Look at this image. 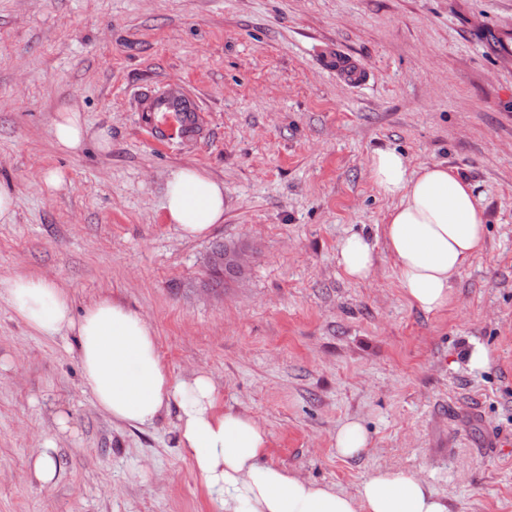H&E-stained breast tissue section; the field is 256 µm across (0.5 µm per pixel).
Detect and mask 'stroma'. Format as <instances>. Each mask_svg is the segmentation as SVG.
<instances>
[{
    "mask_svg": "<svg viewBox=\"0 0 512 512\" xmlns=\"http://www.w3.org/2000/svg\"><path fill=\"white\" fill-rule=\"evenodd\" d=\"M169 90L195 105L194 137L147 126L144 98ZM71 103L108 148L58 149ZM385 148L448 165L485 207L445 310L407 303L384 246L367 281L338 264L340 239L379 236L392 206L367 173ZM186 165L224 184L201 239L163 208ZM0 188L16 197L0 278L48 279L77 315L102 298L142 313L173 376L208 372L265 426L269 463L350 494L402 469L450 512H512V0H0ZM220 242L258 255L214 293ZM177 416L112 422L76 337L32 332L0 298V512H218ZM350 419L369 439L357 459L335 451Z\"/></svg>",
    "mask_w": 512,
    "mask_h": 512,
    "instance_id": "35a3bbf8",
    "label": "stroma"
}]
</instances>
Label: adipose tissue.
Wrapping results in <instances>:
<instances>
[{"label":"adipose tissue","mask_w":512,"mask_h":512,"mask_svg":"<svg viewBox=\"0 0 512 512\" xmlns=\"http://www.w3.org/2000/svg\"><path fill=\"white\" fill-rule=\"evenodd\" d=\"M89 132L77 106L57 112L53 133L59 149L77 151ZM367 171L392 202L382 239L405 300L425 313L447 308L454 282L486 240L484 209L473 186L447 166H416L394 149L376 151ZM163 208L183 237H205L224 220V185L196 168H177ZM337 251L348 278H370L375 265L370 238L351 234ZM1 296L39 335L76 333L83 385L113 421L149 426L177 405L178 442L219 512H448L420 476L401 469L377 470L349 494L267 463V431L252 416L220 409L206 372L172 376L151 325L134 309L104 298L74 315L69 295L42 278L0 279Z\"/></svg>","instance_id":"ef3b65f1"}]
</instances>
